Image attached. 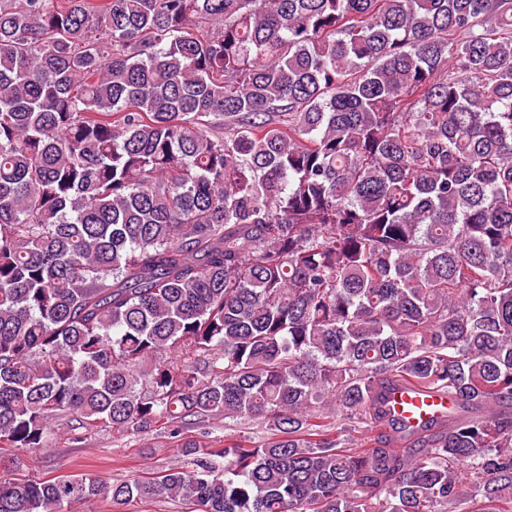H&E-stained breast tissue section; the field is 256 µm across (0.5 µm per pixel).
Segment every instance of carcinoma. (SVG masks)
I'll list each match as a JSON object with an SVG mask.
<instances>
[{"mask_svg":"<svg viewBox=\"0 0 512 512\" xmlns=\"http://www.w3.org/2000/svg\"><path fill=\"white\" fill-rule=\"evenodd\" d=\"M508 406L512 0H0V448L183 457L0 512H512ZM392 404L394 411L409 422H418L424 417L441 415L448 411V398H422L406 389H400L394 393ZM225 422V423H224ZM207 431L211 432L209 434L210 439H213L214 437H221V439H224V435H249L253 436L255 438L263 436V430L264 427L253 421L249 420H229L226 419H220L215 421L214 424H211L210 426L206 427ZM209 439V440H210ZM192 506L183 501L158 498L151 501H133L128 505L112 506L108 498H97L71 507L70 512H191Z\"/></svg>","mask_w":512,"mask_h":512,"instance_id":"carcinoma-1","label":"carcinoma"}]
</instances>
